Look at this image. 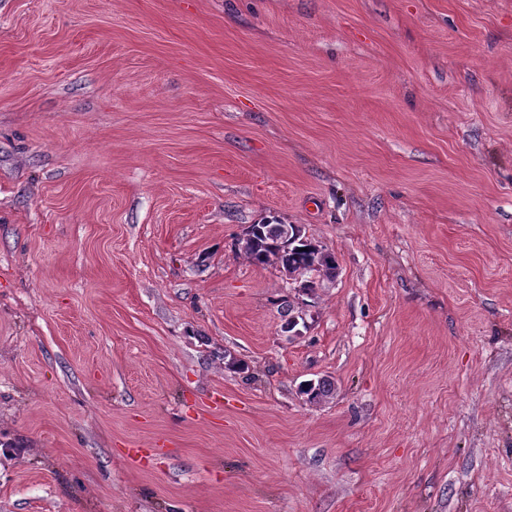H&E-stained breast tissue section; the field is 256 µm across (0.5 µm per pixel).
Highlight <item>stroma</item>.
<instances>
[{
    "instance_id": "35a3bbf8",
    "label": "stroma",
    "mask_w": 512,
    "mask_h": 512,
    "mask_svg": "<svg viewBox=\"0 0 512 512\" xmlns=\"http://www.w3.org/2000/svg\"><path fill=\"white\" fill-rule=\"evenodd\" d=\"M0 512H512V0H0ZM282 225L267 218L250 225L239 240V249L246 260L254 265L277 264L284 271L296 272L301 278L307 275L302 288L309 291L317 287L316 277L313 278L312 275L319 278H333L336 275V263L332 255L330 254L331 264L317 259L309 249L308 241L312 242V239L306 236L302 228H296L297 241L288 246V249L282 248ZM300 248H307V251H300ZM335 383L328 377H322L317 382L309 381L300 388L301 394L309 396V402H320L333 396L335 392Z\"/></svg>"
}]
</instances>
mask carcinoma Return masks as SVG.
I'll return each mask as SVG.
<instances>
[{
  "mask_svg": "<svg viewBox=\"0 0 512 512\" xmlns=\"http://www.w3.org/2000/svg\"><path fill=\"white\" fill-rule=\"evenodd\" d=\"M282 224L264 219L252 224L239 240L240 251L247 261L254 265L277 264L283 270L295 272L304 277L302 287L313 290L317 287L316 277L332 278L336 275V263H324L308 250L309 237L297 229V241L288 248L281 247ZM301 394L312 402H320L333 396L335 383L328 377L315 382L309 381L300 388Z\"/></svg>",
  "mask_w": 512,
  "mask_h": 512,
  "instance_id": "1",
  "label": "carcinoma"
}]
</instances>
